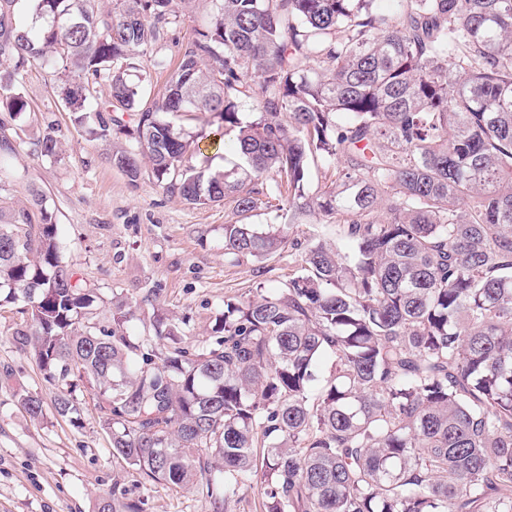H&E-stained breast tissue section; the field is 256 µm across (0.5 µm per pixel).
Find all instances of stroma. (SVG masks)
I'll return each mask as SVG.
<instances>
[{
  "label": "stroma",
  "mask_w": 512,
  "mask_h": 512,
  "mask_svg": "<svg viewBox=\"0 0 512 512\" xmlns=\"http://www.w3.org/2000/svg\"><path fill=\"white\" fill-rule=\"evenodd\" d=\"M63 76L28 67L20 90L27 113L10 123L16 152L9 159L12 194L25 203L39 187L59 226L66 256L104 299H136L129 324L135 333L149 326L154 308L187 319L183 346L205 339L228 298L255 288H279L295 269L298 250L284 248L263 260H224V225L230 204L190 206L166 194L149 177L130 182L104 159V147L75 125L61 96ZM54 127L58 156L42 158L32 144ZM154 302H145L148 290ZM17 308L0 310V512H95L113 488L146 503V512H215L201 487L189 490L147 483L113 456L109 435L98 424L90 389L78 388L83 423L74 426L49 404L52 388L13 332L22 327ZM46 402L41 420L20 407V394Z\"/></svg>",
  "instance_id": "35a3bbf8"
}]
</instances>
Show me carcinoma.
Instances as JSON below:
<instances>
[{
    "mask_svg": "<svg viewBox=\"0 0 512 512\" xmlns=\"http://www.w3.org/2000/svg\"><path fill=\"white\" fill-rule=\"evenodd\" d=\"M17 2L0 0V109L27 110L29 65H61L74 123L131 138L107 153L131 182L233 204L229 262L306 218L346 243L310 237L281 287L224 301L190 350L162 313L131 334L126 298L98 319L43 192L15 204L0 170V308L28 316L14 336L55 413L78 423L87 383L112 455L218 510L257 478L265 512H512V0H208L174 68L155 49L174 0H35L37 26ZM149 69L172 73L145 101ZM166 115L235 132L224 168L189 164L195 135ZM33 153L58 154L52 132ZM315 162L330 183L309 194ZM263 205L273 222L250 223ZM19 403L43 416L39 395ZM97 512L145 502L114 488Z\"/></svg>",
    "mask_w": 512,
    "mask_h": 512,
    "instance_id": "1",
    "label": "carcinoma"
}]
</instances>
